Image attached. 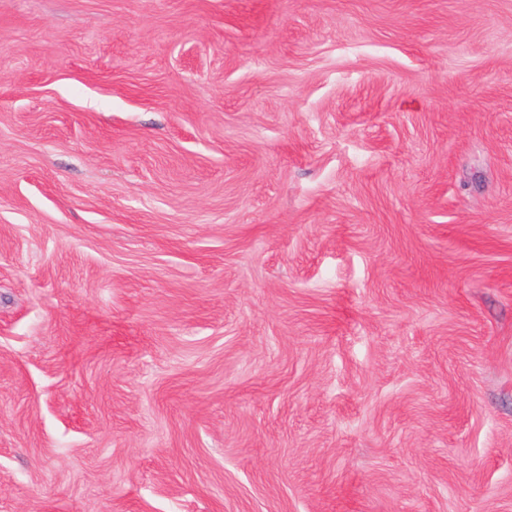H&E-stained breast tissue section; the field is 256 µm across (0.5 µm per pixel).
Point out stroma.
<instances>
[{"label":"stroma","instance_id":"stroma-1","mask_svg":"<svg viewBox=\"0 0 512 512\" xmlns=\"http://www.w3.org/2000/svg\"><path fill=\"white\" fill-rule=\"evenodd\" d=\"M0 512H512V0H0Z\"/></svg>","mask_w":512,"mask_h":512}]
</instances>
